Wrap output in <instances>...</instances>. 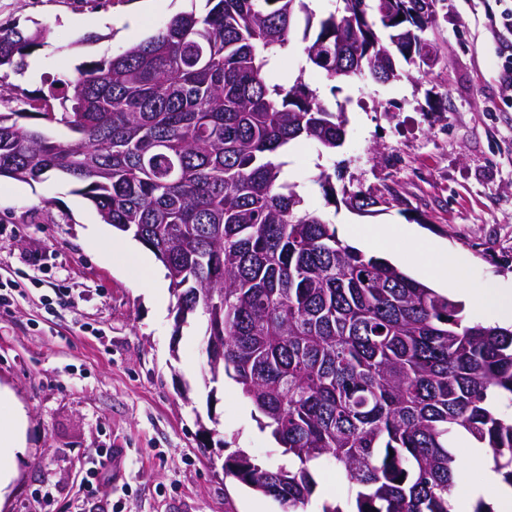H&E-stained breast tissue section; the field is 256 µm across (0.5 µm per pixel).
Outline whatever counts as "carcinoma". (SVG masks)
<instances>
[{
    "label": "carcinoma",
    "instance_id": "obj_1",
    "mask_svg": "<svg viewBox=\"0 0 512 512\" xmlns=\"http://www.w3.org/2000/svg\"><path fill=\"white\" fill-rule=\"evenodd\" d=\"M435 0H348L315 19L309 0H206L157 32L35 96L7 83L46 31L0 23V177L56 173L104 223L149 248L176 299L175 327L204 318L220 337L212 381L231 379L263 415L288 463L243 450L224 474L301 512L316 469L336 467L351 509L453 512L463 429L512 486V330L470 322L463 306L389 260L341 240L277 161L286 145L343 146L347 119L305 81L400 79L399 60L432 57ZM403 19H398V16ZM302 31L306 64L289 85L273 61ZM317 183L336 203L333 176ZM352 209L386 203L342 191Z\"/></svg>",
    "mask_w": 512,
    "mask_h": 512
}]
</instances>
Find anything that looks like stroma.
<instances>
[{
  "instance_id": "35a3bbf8",
  "label": "stroma",
  "mask_w": 512,
  "mask_h": 512,
  "mask_svg": "<svg viewBox=\"0 0 512 512\" xmlns=\"http://www.w3.org/2000/svg\"><path fill=\"white\" fill-rule=\"evenodd\" d=\"M0 0V22L39 26L47 44L31 54L33 72L11 75L30 92L61 69L112 57L152 35L172 16L204 11V0ZM501 0H437L427 32L438 47L432 67L405 66L386 85L331 84L302 70L300 40L278 57L274 75H304L348 119L336 153L301 143L287 174L311 208L337 230H393L398 250L430 256L433 242L467 260L453 297L467 319L492 322L480 300L512 291V105L500 93L506 43L489 26ZM109 12L126 19L75 30L73 18ZM336 171L342 185L391 198L358 212L326 203L315 183ZM91 202L51 176L0 188V282L14 304L0 310V384L27 411V450L0 512H279L224 474V458L243 449L267 464L281 450L262 415L232 380L209 385L202 319L174 328V298L157 311L144 274L117 248L122 235H96ZM68 300H59V292ZM117 448L95 494L84 475L96 449Z\"/></svg>"
}]
</instances>
